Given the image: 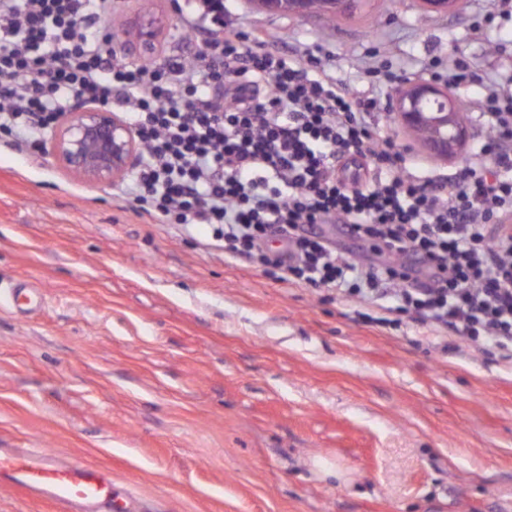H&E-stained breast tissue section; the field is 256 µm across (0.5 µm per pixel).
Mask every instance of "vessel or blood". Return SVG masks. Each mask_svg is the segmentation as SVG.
<instances>
[{
  "mask_svg": "<svg viewBox=\"0 0 512 512\" xmlns=\"http://www.w3.org/2000/svg\"><path fill=\"white\" fill-rule=\"evenodd\" d=\"M0 483L50 501L55 512H114L110 473L36 449L0 448Z\"/></svg>",
  "mask_w": 512,
  "mask_h": 512,
  "instance_id": "b4317fda",
  "label": "vessel or blood"
}]
</instances>
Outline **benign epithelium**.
<instances>
[{"instance_id":"obj_1","label":"benign epithelium","mask_w":512,"mask_h":512,"mask_svg":"<svg viewBox=\"0 0 512 512\" xmlns=\"http://www.w3.org/2000/svg\"><path fill=\"white\" fill-rule=\"evenodd\" d=\"M165 23L164 18L152 15L124 37L135 54L149 53ZM395 112L414 133L430 130L426 143L438 155L454 154L466 138L456 98L430 81H408L396 96ZM137 148L136 133L116 113L104 105L86 104L61 118L52 154L74 174L105 185L127 173Z\"/></svg>"}]
</instances>
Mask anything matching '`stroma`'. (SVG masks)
I'll use <instances>...</instances> for the list:
<instances>
[{"mask_svg":"<svg viewBox=\"0 0 512 512\" xmlns=\"http://www.w3.org/2000/svg\"><path fill=\"white\" fill-rule=\"evenodd\" d=\"M490 6L366 0L329 24L224 0V18L329 51L404 154L452 178L478 149L483 81L512 71V33L471 35ZM149 11L179 22L172 0H119L111 25ZM455 47L479 70L456 94L469 139L441 157L394 100ZM118 190L0 147V290L42 296L26 314L0 304V448L111 472L126 512H512V368L277 282Z\"/></svg>","mask_w":512,"mask_h":512,"instance_id":"obj_1","label":"stroma"}]
</instances>
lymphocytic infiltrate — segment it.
I'll return each mask as SVG.
<instances>
[{
    "label": "lymphocytic infiltrate",
    "instance_id": "lymphocytic-infiltrate-1",
    "mask_svg": "<svg viewBox=\"0 0 512 512\" xmlns=\"http://www.w3.org/2000/svg\"><path fill=\"white\" fill-rule=\"evenodd\" d=\"M174 6L184 50L147 63L122 55L115 0H0V131L36 155L60 113L106 105L142 147L138 215L205 225L279 282L405 314L512 365V74L487 84L476 159L424 181L384 134L376 97L225 23L224 0ZM272 238L284 249L268 251Z\"/></svg>",
    "mask_w": 512,
    "mask_h": 512
}]
</instances>
